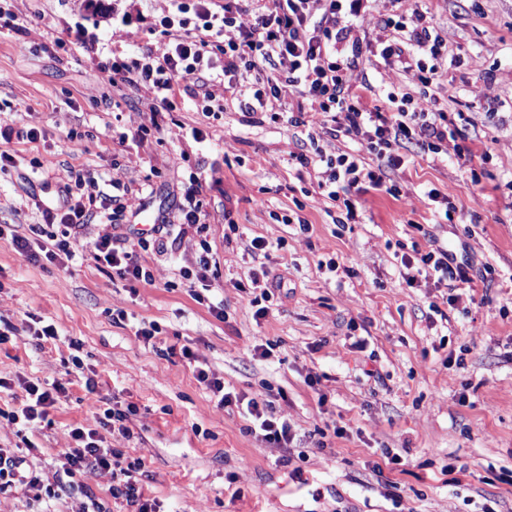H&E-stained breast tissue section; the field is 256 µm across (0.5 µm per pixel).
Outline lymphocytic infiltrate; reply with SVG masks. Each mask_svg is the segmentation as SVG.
<instances>
[{"label": "lymphocytic infiltrate", "instance_id": "lymphocytic-infiltrate-1", "mask_svg": "<svg viewBox=\"0 0 512 512\" xmlns=\"http://www.w3.org/2000/svg\"><path fill=\"white\" fill-rule=\"evenodd\" d=\"M154 32L158 49L147 61L116 58L107 83L143 95L154 127H161L173 112L176 89L201 102L204 112H220L226 98L237 100L245 112L280 116L286 94L309 101V109L289 115L292 127L303 128L313 154H296L301 168L313 170L322 197L338 204L346 223L360 216L361 194L368 190L400 195L390 174L406 166L407 145L440 154L451 148L458 159L472 161L462 127L437 107L444 88L439 63L448 45L431 12L408 5L407 0H264L261 8L243 0H158L154 5ZM380 12L393 38L367 41L356 32L359 21ZM385 67L410 74L417 93L388 92L387 106L376 104L374 87L364 71L374 59ZM329 134L333 150L320 147ZM75 189L58 200L38 201L45 224L36 233L47 262L73 259L70 229L88 224V200L94 199L97 179L75 173ZM151 238L115 244L105 236L95 241L93 257L114 277L128 282L152 283L143 264L150 247L164 249L173 229L167 222L151 228ZM447 249L436 248L419 258L404 260L405 279L415 284L420 275L468 283L463 268L453 265ZM195 377L224 410L248 417L262 440L288 447L293 441L287 420L274 417L272 387L247 396L225 388L223 381L197 368ZM24 406L8 413L11 422L35 425L47 420L64 393L61 385L30 383ZM75 446L66 455L63 478L53 488L89 467L103 470L118 464L119 450L104 446L97 430L70 429Z\"/></svg>", "mask_w": 512, "mask_h": 512}]
</instances>
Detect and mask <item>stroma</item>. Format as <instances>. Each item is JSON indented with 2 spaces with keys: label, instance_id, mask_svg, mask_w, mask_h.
<instances>
[{
  "label": "stroma",
  "instance_id": "stroma-1",
  "mask_svg": "<svg viewBox=\"0 0 512 512\" xmlns=\"http://www.w3.org/2000/svg\"><path fill=\"white\" fill-rule=\"evenodd\" d=\"M82 2L0 0V129L17 132L0 137L16 158L0 173V328L12 330L0 344V409L17 410L30 381L66 388L47 424L23 434L0 418V448L32 445L21 473L52 477L70 427H96L91 377L105 407L130 412L126 430L101 437L121 464L143 463L140 483L161 512H512V100L471 94L486 75L512 78V0H419L448 38L439 107L469 119L475 156L416 157L391 175L401 197L368 191L362 223L344 226L314 177L300 174L293 156L313 147L286 119L253 121L234 100L201 112L181 95L159 131L144 99L101 85L113 58L156 50L153 13L120 0L128 20L116 36L111 18ZM180 123L202 141L178 139ZM32 128L37 140L19 138ZM71 169L94 175L103 194L120 172L132 188L127 209L71 230L81 260L22 256L12 235L31 237L43 221L36 200L57 197ZM193 174L206 225L144 253L153 284L112 280L93 243L149 237L160 210L178 221ZM146 179L153 193L142 192ZM447 186L456 213L438 224L424 193ZM296 214L308 230L284 224ZM257 237L267 253L252 251ZM203 240L220 275L200 300L181 270ZM436 247L469 262L471 288L432 277L406 284L402 258ZM38 321L58 338L37 344ZM153 324L160 334L136 336ZM172 346L190 347L236 392L282 389L274 412L291 426L290 447L262 441L218 407ZM121 480L88 469L52 498L18 483L0 492V512H131L112 494Z\"/></svg>",
  "mask_w": 512,
  "mask_h": 512
}]
</instances>
